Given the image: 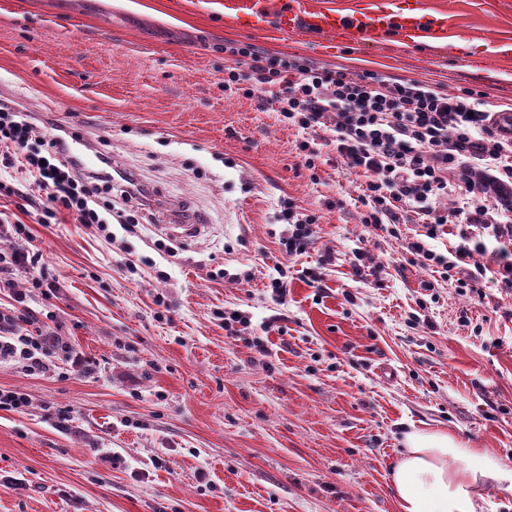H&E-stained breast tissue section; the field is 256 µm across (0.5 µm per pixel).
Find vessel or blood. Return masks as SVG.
<instances>
[{"instance_id":"1","label":"vessel or blood","mask_w":512,"mask_h":512,"mask_svg":"<svg viewBox=\"0 0 512 512\" xmlns=\"http://www.w3.org/2000/svg\"><path fill=\"white\" fill-rule=\"evenodd\" d=\"M226 7L232 12V23L248 27L256 25V0H227ZM270 13L279 35L288 37L298 32H309L339 38L350 45L380 43L395 33L428 39L442 31L441 24L428 17L419 6L405 12L385 9L348 12L315 7L309 0H274Z\"/></svg>"}]
</instances>
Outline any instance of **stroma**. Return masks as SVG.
Instances as JSON below:
<instances>
[{"instance_id":"35a3bbf8","label":"stroma","mask_w":512,"mask_h":512,"mask_svg":"<svg viewBox=\"0 0 512 512\" xmlns=\"http://www.w3.org/2000/svg\"><path fill=\"white\" fill-rule=\"evenodd\" d=\"M423 2L446 40H286L268 19L225 24L224 0H0V96L44 109L39 134L67 125L152 196L131 233L65 212L42 224L25 210L33 177L0 171L14 225L0 258L44 257L0 267V311L33 310L90 363H0V389L28 398L0 411V512H399L390 468L413 429L512 470V295L491 277L478 295L428 288L402 241L362 224V175L326 145L306 168V133L276 103L224 89L235 41L512 110V0ZM286 199L317 218L291 258ZM173 212L201 233L182 239ZM224 311L247 316L239 336Z\"/></svg>"}]
</instances>
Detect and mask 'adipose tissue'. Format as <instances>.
<instances>
[{
	"instance_id": "1",
	"label": "adipose tissue",
	"mask_w": 512,
	"mask_h": 512,
	"mask_svg": "<svg viewBox=\"0 0 512 512\" xmlns=\"http://www.w3.org/2000/svg\"><path fill=\"white\" fill-rule=\"evenodd\" d=\"M391 469L399 512H482L481 490L512 482V471L490 468L486 453L442 431L412 430Z\"/></svg>"
}]
</instances>
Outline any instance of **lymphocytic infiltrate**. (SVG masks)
Wrapping results in <instances>:
<instances>
[{"label":"lymphocytic infiltrate","instance_id":"f902f5d3","mask_svg":"<svg viewBox=\"0 0 512 512\" xmlns=\"http://www.w3.org/2000/svg\"><path fill=\"white\" fill-rule=\"evenodd\" d=\"M234 63L224 69V88L252 98L273 94L285 123L311 132L330 133L336 152L366 177L358 199L363 222L374 230L397 236L403 214L423 218V237L408 242L416 262L439 269L442 279L477 291L484 267L468 269L467 259L485 252L479 236L491 229L495 239H507L498 251L497 281L512 288V225H488L494 204L484 184L470 171L494 172L500 183H512V139L505 137L493 113L483 111L479 91L457 94L433 90L412 81L392 82L368 72L359 77L332 70L300 56L270 54L255 45L229 42L224 46ZM31 113L0 99V166L20 162L41 192L34 208L40 223L59 211L72 213L78 223L106 229L111 222L135 227L136 215L116 209L110 200L112 176L107 168H90L71 159L53 136H37ZM457 189L465 208L448 212L435 207L437 196ZM459 228V244L450 254L433 251L427 240ZM29 313L0 311V361L23 363L32 372H52L55 354L71 367H85L83 356L47 332L29 334Z\"/></svg>","mask_w":512,"mask_h":512}]
</instances>
